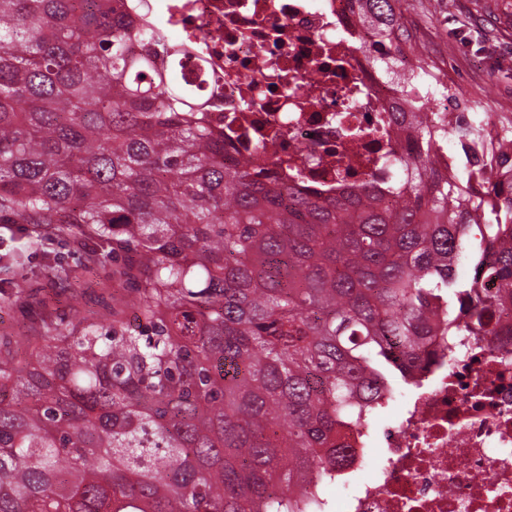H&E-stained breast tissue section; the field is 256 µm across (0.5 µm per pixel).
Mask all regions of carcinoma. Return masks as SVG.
<instances>
[{
  "instance_id": "cac0c4a2",
  "label": "carcinoma",
  "mask_w": 512,
  "mask_h": 512,
  "mask_svg": "<svg viewBox=\"0 0 512 512\" xmlns=\"http://www.w3.org/2000/svg\"><path fill=\"white\" fill-rule=\"evenodd\" d=\"M358 2L417 52L402 0ZM194 67L132 0H0V224L94 234L141 281L132 323L0 344V512H317L437 337L512 333V125L393 112L401 204L320 199L224 152ZM450 137L483 153L445 175Z\"/></svg>"
}]
</instances>
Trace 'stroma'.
I'll list each match as a JSON object with an SVG mask.
<instances>
[{"instance_id":"stroma-1","label":"stroma","mask_w":512,"mask_h":512,"mask_svg":"<svg viewBox=\"0 0 512 512\" xmlns=\"http://www.w3.org/2000/svg\"><path fill=\"white\" fill-rule=\"evenodd\" d=\"M402 11L458 97L488 92L512 113V0H404ZM129 264L95 238L48 240L40 225H12L0 233V336L22 355L26 337L59 319L98 320L134 288Z\"/></svg>"}]
</instances>
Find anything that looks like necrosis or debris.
Listing matches in <instances>:
<instances>
[{"label":"necrosis or debris","mask_w":512,"mask_h":512,"mask_svg":"<svg viewBox=\"0 0 512 512\" xmlns=\"http://www.w3.org/2000/svg\"><path fill=\"white\" fill-rule=\"evenodd\" d=\"M146 25L179 33L213 122L234 155L269 149L280 177L300 171L307 189L333 197L354 183L387 191L401 151L389 114L423 101L445 124L466 111L440 93L439 77L400 60L390 78L369 56L392 43L358 18L355 0H147ZM373 127V137L354 136ZM492 336H460L452 365L415 374L397 425L384 429L372 470L365 431H351L355 459L322 512H512V351Z\"/></svg>","instance_id":"4bbe7bcc"}]
</instances>
